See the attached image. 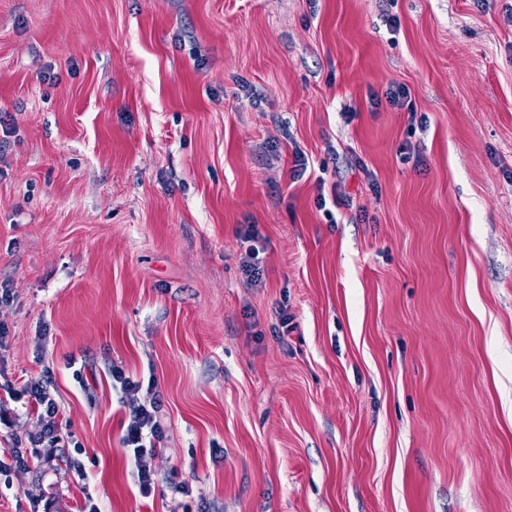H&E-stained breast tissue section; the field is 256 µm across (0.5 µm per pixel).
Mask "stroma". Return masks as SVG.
Instances as JSON below:
<instances>
[{
    "label": "stroma",
    "mask_w": 512,
    "mask_h": 512,
    "mask_svg": "<svg viewBox=\"0 0 512 512\" xmlns=\"http://www.w3.org/2000/svg\"><path fill=\"white\" fill-rule=\"evenodd\" d=\"M511 11L0 0V512H512ZM112 388L118 390V402L125 413L120 443L134 459L137 466L136 481L140 494L149 497L155 489L154 474L143 465V459L157 450L164 429L158 420L160 401L156 398L148 404L141 400V383L127 375L125 370L112 365ZM25 390L30 396L31 404L38 413L42 423L40 432L29 436V444L34 448L44 443L58 446L63 440L61 436L63 421L59 406L49 393L47 379L44 376L28 378Z\"/></svg>",
    "instance_id": "stroma-1"
}]
</instances>
